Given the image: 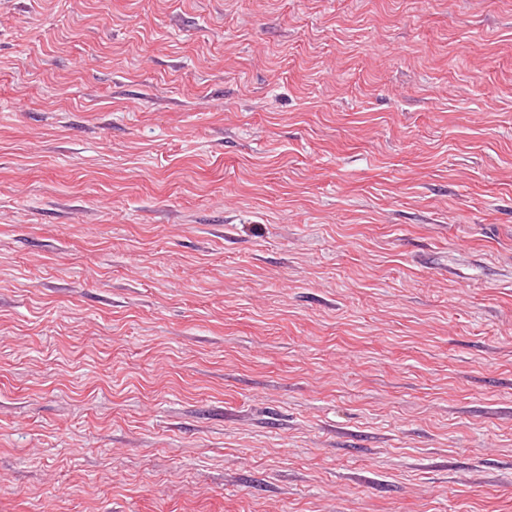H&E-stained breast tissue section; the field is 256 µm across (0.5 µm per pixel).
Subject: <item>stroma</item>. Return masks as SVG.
I'll use <instances>...</instances> for the list:
<instances>
[{
	"label": "stroma",
	"instance_id": "35a3bbf8",
	"mask_svg": "<svg viewBox=\"0 0 512 512\" xmlns=\"http://www.w3.org/2000/svg\"><path fill=\"white\" fill-rule=\"evenodd\" d=\"M0 512H512V0H0Z\"/></svg>",
	"mask_w": 512,
	"mask_h": 512
}]
</instances>
